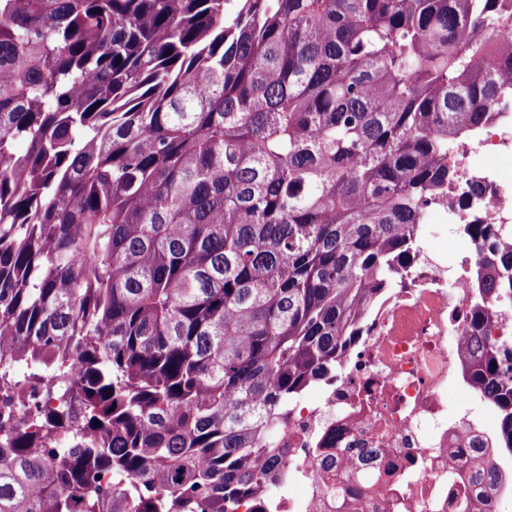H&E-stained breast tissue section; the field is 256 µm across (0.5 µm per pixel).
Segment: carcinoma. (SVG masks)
Instances as JSON below:
<instances>
[{
    "instance_id": "cac0c4a2",
    "label": "carcinoma",
    "mask_w": 512,
    "mask_h": 512,
    "mask_svg": "<svg viewBox=\"0 0 512 512\" xmlns=\"http://www.w3.org/2000/svg\"><path fill=\"white\" fill-rule=\"evenodd\" d=\"M507 94L512 0H0V512H277L299 398ZM470 236L463 377L499 415L470 483L499 512L512 226ZM28 390L69 406L14 415ZM383 453L317 460L331 512Z\"/></svg>"
}]
</instances>
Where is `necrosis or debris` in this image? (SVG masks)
I'll return each instance as SVG.
<instances>
[{"label":"necrosis or debris","instance_id":"necrosis-or-debris-1","mask_svg":"<svg viewBox=\"0 0 512 512\" xmlns=\"http://www.w3.org/2000/svg\"><path fill=\"white\" fill-rule=\"evenodd\" d=\"M457 176L447 202L431 205L427 221L455 227L454 264L425 258L414 287L400 292L367 337L354 371L336 388L301 400L286 432L288 447L324 455L319 436L383 448L364 481L388 512H460L465 466L449 470L444 452L462 421L448 400L462 389L457 373L464 324L462 304L470 271V224L512 225V99L474 137L448 155Z\"/></svg>","mask_w":512,"mask_h":512}]
</instances>
